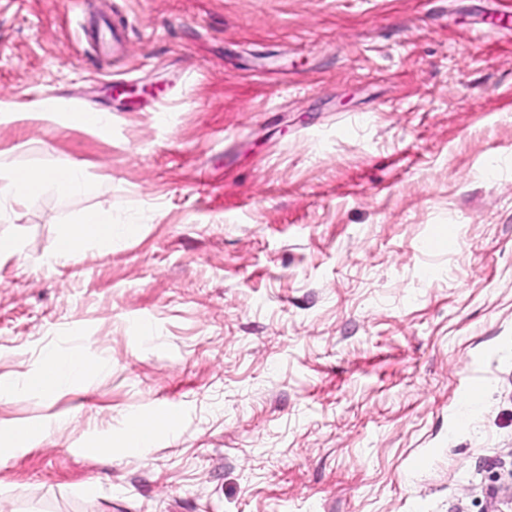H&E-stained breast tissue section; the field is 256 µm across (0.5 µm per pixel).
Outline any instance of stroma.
<instances>
[{
	"label": "stroma",
	"mask_w": 512,
	"mask_h": 512,
	"mask_svg": "<svg viewBox=\"0 0 512 512\" xmlns=\"http://www.w3.org/2000/svg\"><path fill=\"white\" fill-rule=\"evenodd\" d=\"M120 16V53L79 38ZM508 28L512 0H0V101L55 109L0 161L93 183L0 218V376L104 363L0 401L72 415L0 463V512H512ZM88 210L140 232L50 261ZM85 343L77 351L60 357L55 351H47L42 358L40 370L23 379H0V400L10 398L21 391H31L38 394H52L69 387L78 385L88 376L103 369L102 364L90 358ZM175 420V419H174ZM174 420L157 414L154 419L147 420L139 414H132L125 419L123 441L128 447L149 448L156 430L161 426L173 427Z\"/></svg>",
	"instance_id": "obj_1"
}]
</instances>
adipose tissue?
<instances>
[{
    "label": "adipose tissue",
    "instance_id": "1",
    "mask_svg": "<svg viewBox=\"0 0 512 512\" xmlns=\"http://www.w3.org/2000/svg\"><path fill=\"white\" fill-rule=\"evenodd\" d=\"M89 189L90 182L85 170L77 163L48 171L12 168L0 163L1 200L20 204L47 190L56 191L63 196H72L87 192ZM138 230V225L118 226L90 211L85 213L77 224L61 225L52 256L56 260L66 261L78 255L87 241L108 242L116 233L133 236ZM101 369V363L90 358L85 349H78L64 357L51 350L44 354L41 368L36 374L16 380L0 379V399L11 397L21 391L52 394L78 385ZM67 422V416L58 414L1 431L0 460H5L39 442L49 431L64 428Z\"/></svg>",
    "mask_w": 512,
    "mask_h": 512
}]
</instances>
